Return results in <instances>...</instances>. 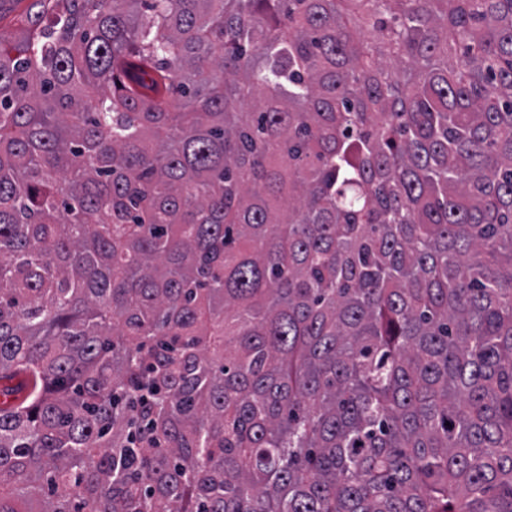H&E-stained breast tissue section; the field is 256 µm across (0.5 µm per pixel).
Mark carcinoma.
I'll return each mask as SVG.
<instances>
[{
	"instance_id": "obj_1",
	"label": "carcinoma",
	"mask_w": 512,
	"mask_h": 512,
	"mask_svg": "<svg viewBox=\"0 0 512 512\" xmlns=\"http://www.w3.org/2000/svg\"><path fill=\"white\" fill-rule=\"evenodd\" d=\"M51 5L0 512H512V0Z\"/></svg>"
}]
</instances>
